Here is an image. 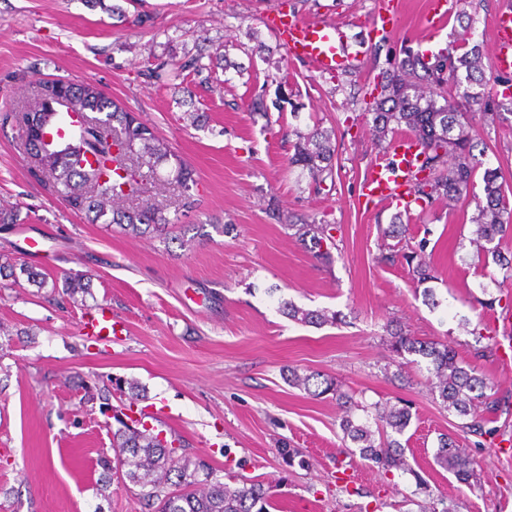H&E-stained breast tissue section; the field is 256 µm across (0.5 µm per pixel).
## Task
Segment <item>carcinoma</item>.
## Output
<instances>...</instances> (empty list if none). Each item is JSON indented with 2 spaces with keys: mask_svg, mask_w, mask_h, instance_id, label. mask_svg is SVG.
Listing matches in <instances>:
<instances>
[{
  "mask_svg": "<svg viewBox=\"0 0 512 512\" xmlns=\"http://www.w3.org/2000/svg\"><path fill=\"white\" fill-rule=\"evenodd\" d=\"M375 88L379 93L366 103L365 111L372 116L380 152L387 154L399 133L413 135L420 146L422 161L406 192L414 203L439 200L457 204L477 171H482L484 199L476 202L470 243L511 281L512 252L501 250L502 239L512 231L508 187L500 167L485 166L475 158L477 144L470 131L478 119L492 123L501 117L499 110L512 112V95H504L512 89V79H502L491 71L490 64L484 62L482 45L468 31L430 58L408 47L403 49V57L389 62V68L380 73ZM498 96V111H487V102ZM64 112L81 117L75 137H58L59 116ZM0 123L17 129L45 174L47 190L89 224H117L135 235L167 232L170 219L142 194L144 181L160 179L159 166L172 158L173 180L184 190L183 206L194 203L190 194L195 184L192 169L148 123L124 111L91 83L42 79L36 84L33 101L21 110L0 115ZM294 136L289 164L308 171L318 192L320 183L335 178L330 136L317 125L306 133L296 129ZM113 144L120 148L114 157L110 153ZM133 198L141 202L133 208L123 206ZM293 228L301 241L309 242L316 258L331 260L324 244L336 246L331 234L335 225L314 219ZM395 247V254L387 260L404 261L421 284L436 279L426 259L425 241L414 245L398 242ZM21 276L38 288L47 283L46 274L35 267L18 265L7 255L0 257V278L15 282ZM88 288L87 277L74 273L64 279L62 293L72 297ZM279 311L310 326L337 321L335 313L328 316L323 311L305 310L290 301L281 302ZM391 339L397 355L426 363L432 376L431 392L448 412L471 418L461 424L462 432L491 443L500 436L498 417L503 405L489 394L494 385L476 367L459 362L455 350L441 342L424 341L400 330L392 333ZM288 383L314 397L329 392L336 396V404L343 411L340 428L361 459L373 462L384 473H408L419 487L426 484L407 464L405 445L400 441L411 422L410 405H361L332 379L322 380L317 373L290 370ZM115 420L120 424L113 433L118 465L129 482L142 488L144 499L158 503V512H269L271 494L263 484L230 485L205 463L184 452L173 455V442L160 437L145 422L127 421L118 414ZM435 460L462 484L469 486L476 479L477 461L449 434L439 438Z\"/></svg>",
  "mask_w": 512,
  "mask_h": 512,
  "instance_id": "obj_1",
  "label": "carcinoma"
}]
</instances>
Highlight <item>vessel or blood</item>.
<instances>
[{
    "instance_id": "b4317fda",
    "label": "vessel or blood",
    "mask_w": 512,
    "mask_h": 512,
    "mask_svg": "<svg viewBox=\"0 0 512 512\" xmlns=\"http://www.w3.org/2000/svg\"><path fill=\"white\" fill-rule=\"evenodd\" d=\"M404 0H379L373 15L372 31L387 34L397 28ZM455 0H428V31H437L447 23ZM265 25L282 42L290 59L307 63L314 71L327 74L348 72L361 63V52L350 42L344 22L331 18L289 16L280 12L264 18ZM492 69L504 76L512 75V10H501L492 24L490 43ZM419 147L415 139L402 135L393 142L391 151L369 168L361 185L367 200L406 206L405 183L416 169ZM87 336L108 343L123 332L120 321L113 318L108 306L101 305L86 322Z\"/></svg>"
}]
</instances>
